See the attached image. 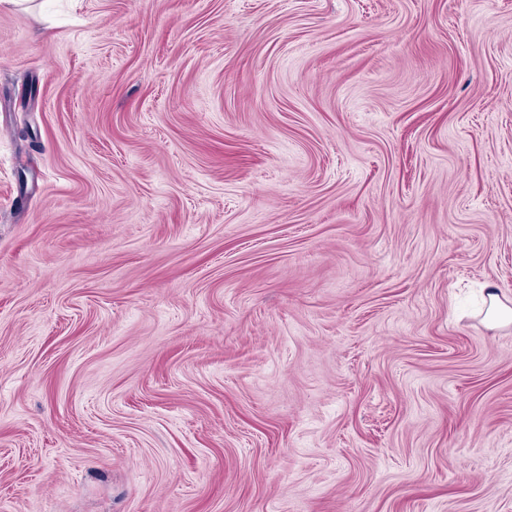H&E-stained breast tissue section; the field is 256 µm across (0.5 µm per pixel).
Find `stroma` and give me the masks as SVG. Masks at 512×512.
<instances>
[{"instance_id":"35a3bbf8","label":"stroma","mask_w":512,"mask_h":512,"mask_svg":"<svg viewBox=\"0 0 512 512\" xmlns=\"http://www.w3.org/2000/svg\"><path fill=\"white\" fill-rule=\"evenodd\" d=\"M512 0H0V512H512ZM512 299L502 295L497 288L487 291V308L484 320L494 328H507L512 325Z\"/></svg>"}]
</instances>
